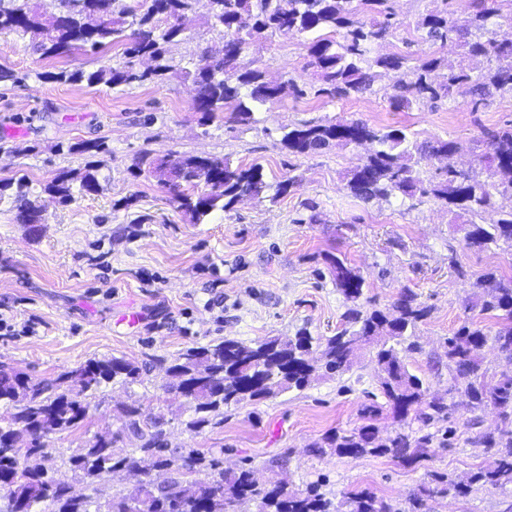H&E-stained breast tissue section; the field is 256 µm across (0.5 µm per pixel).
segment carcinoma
<instances>
[{
  "instance_id": "cac0c4a2",
  "label": "carcinoma",
  "mask_w": 512,
  "mask_h": 512,
  "mask_svg": "<svg viewBox=\"0 0 512 512\" xmlns=\"http://www.w3.org/2000/svg\"><path fill=\"white\" fill-rule=\"evenodd\" d=\"M103 0H76L66 16L58 17L48 4L30 0H0V32L31 34L34 47L44 58L69 55L85 47L97 51L109 44L124 46L126 62L83 70L40 73L38 77L89 87L104 85L158 84L172 71L167 45L180 40L185 29L162 20L192 9L194 0H138V6L112 0V14L99 19ZM393 0H210L209 21L223 29L226 40L215 52L206 51L183 76L196 86V110L209 119L215 112L233 106L231 119L251 120L253 107L277 99L278 89L258 69H242L238 51L256 36L313 34L309 44L310 64L319 74L320 85L311 88L317 98H345L372 90L376 80L393 75L389 99L397 108L413 105L435 107L458 93L473 97L475 106L487 105L496 93L512 94V41L498 40L490 29L499 8L487 0H473V11L460 20L448 14V0L420 16L416 29L430 44L449 41L460 44L467 55L482 57L488 66L475 72L462 64L452 65L439 57L414 58L401 53L371 51L385 43L396 28ZM481 36L471 38L472 31ZM358 145L367 142L373 150L364 164L350 173L347 187L363 201L401 195L412 199L433 198L470 216L464 241L469 249L492 246L512 251V128L488 135L485 150L477 154L478 165L487 176L481 180L454 167L443 165L423 181L415 169L419 159L443 161L463 149L456 141L439 138L421 144L411 140L404 127L378 128L364 121L333 124H303L289 130L281 143L293 155H309L332 143ZM106 153L103 141H83L59 150ZM137 169L145 168L166 188L169 201L199 223L217 209L234 207L239 197L276 201L296 184L289 178L276 184L266 181L258 163L234 165L217 156L185 155L176 160L140 154ZM81 194L99 190L97 166L62 173L48 182L44 191L67 203L74 198L73 183ZM205 190L199 192V185ZM19 217L32 224L39 208L20 190L16 195ZM489 209L498 211L494 224L480 222ZM337 290L352 306L343 314V325L335 335L314 337L305 329L288 338L268 337L251 343L236 339L209 346L191 347L168 367L177 380L181 397L192 405L190 431L201 432L224 410L245 400L261 401L290 390H303L325 377H342L352 369L356 346L368 343L377 365L376 384L390 406L397 428L379 435L373 424L326 432L311 444L319 454L359 457L389 455L402 464L431 457L448 446L456 430L441 429L455 403L447 396L467 398L473 417L464 426L478 425L474 412L490 403L503 423L498 433L479 432L475 443L496 457L493 467L480 469L465 481L433 474L435 486L422 488L408 499L406 507L392 504L363 490L336 497L321 481L292 489L286 478L259 483L253 470L241 466L224 468L215 454L198 448H169L162 439V422L142 417L141 408L122 406L123 431L140 440L132 453L118 456L112 439L98 437L69 457L70 465L90 484L116 471L147 475L167 471L170 479L157 486L141 480L120 490L106 503L107 512H426V500L436 495L467 497L475 486L512 487V374L503 373L493 386L487 384L481 350L488 344L512 362V278L504 280L490 269L472 284L467 305L495 320L491 332L473 319H465L444 341V356L455 369L453 384L445 395L429 394V388L408 369L407 360L422 352L414 340L415 329L429 315L409 288L387 308L363 300L364 278L335 255H326ZM140 368L124 359L93 360L54 378L33 380L0 364V404L11 405V422L0 426V491L8 500V512H100L87 497H78L66 486L54 484L48 469L28 465L32 457L47 455V442L40 431L51 433L79 427L88 416L89 404L73 397V387L82 385L89 396L116 379L134 381ZM207 471L202 482L194 475Z\"/></svg>"
}]
</instances>
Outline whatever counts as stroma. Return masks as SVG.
<instances>
[{
  "instance_id": "1",
  "label": "stroma",
  "mask_w": 512,
  "mask_h": 512,
  "mask_svg": "<svg viewBox=\"0 0 512 512\" xmlns=\"http://www.w3.org/2000/svg\"><path fill=\"white\" fill-rule=\"evenodd\" d=\"M435 7V0H394L398 29L382 52L432 53L457 63V44L430 46L414 28L419 15ZM207 17V0H195L182 40L167 47L174 72L143 86L87 87L40 78L122 63L121 46L42 59L30 37L0 34V66L19 77L0 83V180L27 184L41 210L40 223L24 224L13 200L0 199V318L8 323L0 330V363L34 379L113 357L142 369L136 381L110 382L89 396L87 420L51 434L45 466L75 494L102 503L133 486L136 476L125 472L87 483L68 462L101 435L112 439L118 455L138 447V439L122 431L118 408L124 404L163 417L171 447L222 453L225 467L248 465L262 481L272 476L269 460L284 455L293 487L320 479L333 494L367 489L397 507L430 486L433 473L463 480L489 467L493 457L464 429L468 413L460 405L449 421L456 430L450 447L411 466L388 456L310 453L309 445L325 431L361 425L363 405L383 406L367 351L344 381L322 380L259 403L244 401L201 433L187 429L193 410L170 389L166 374L185 349L227 338L249 343L292 336L303 328L331 336L341 328L347 305L326 255L357 268L365 296L378 306L408 287L429 307L416 329L423 351L408 367L434 392L444 391L450 371H433L430 357L466 317L471 283L492 268L512 276V251L466 248L463 218L439 201L394 196L366 203L352 197L348 175L365 148L333 144L294 156L281 144L285 133L305 123L358 119L406 128L420 142H468L512 123V95H495L479 108L460 94L433 109H397L385 95V77L362 94L318 99L308 94L317 83L311 37L295 34L254 39L241 57L243 67L289 84V91L256 107L248 123L233 122L226 112L205 120L191 81L178 71L193 68L202 51L222 47L224 34L207 25ZM93 140L105 141L108 154L71 149ZM144 150L174 159L193 154L236 165L257 162L267 181L292 177L296 184L277 201L247 198L195 224L169 203L155 177L137 171ZM92 161L98 193L64 204L44 192L57 174L83 171ZM375 424L392 429L390 409L383 406ZM427 505L429 512H512V488L477 487L465 498L436 495Z\"/></svg>"
}]
</instances>
